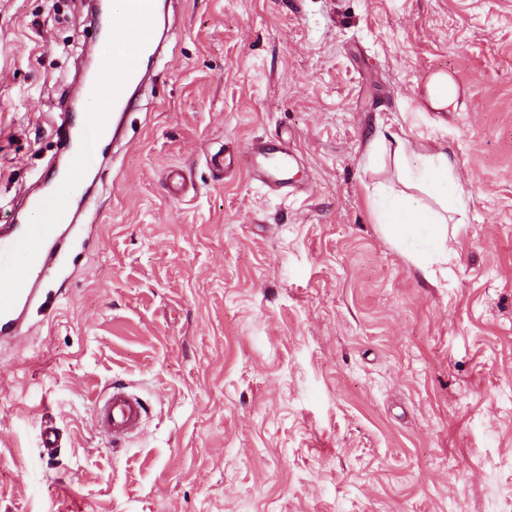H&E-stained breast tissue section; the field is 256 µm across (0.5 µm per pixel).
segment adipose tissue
Here are the masks:
<instances>
[{"label": "adipose tissue", "instance_id": "obj_1", "mask_svg": "<svg viewBox=\"0 0 512 512\" xmlns=\"http://www.w3.org/2000/svg\"><path fill=\"white\" fill-rule=\"evenodd\" d=\"M394 155L401 167L408 168L410 161H418L419 169L410 171L411 181L423 187L437 204V209H418L402 196L392 193L381 194L379 200L380 222L387 234L396 241L406 242L409 238L423 235L437 246L446 241L445 219L440 211L444 208L461 212L465 209L462 197H449L448 184L452 180V163L445 150L424 151L410 141L396 139Z\"/></svg>", "mask_w": 512, "mask_h": 512}]
</instances>
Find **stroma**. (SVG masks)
<instances>
[{"label":"stroma","instance_id":"stroma-1","mask_svg":"<svg viewBox=\"0 0 512 512\" xmlns=\"http://www.w3.org/2000/svg\"><path fill=\"white\" fill-rule=\"evenodd\" d=\"M168 49L105 149L51 316L0 346V512H503L512 501V0H168ZM88 0H0V224L63 159ZM445 77L456 101L434 107ZM394 135L467 203L397 245ZM288 144L299 189L252 181ZM231 158L225 171L213 155ZM190 184L173 195L169 167ZM125 384L148 408L93 429ZM61 442L45 454L40 433ZM294 157L287 149L274 147L268 141L250 143L244 153V160L253 179L273 192H284L292 187L288 177ZM125 386H112L95 403V424L101 435L125 440L141 431L145 407L141 399Z\"/></svg>","mask_w":512,"mask_h":512}]
</instances>
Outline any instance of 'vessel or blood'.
I'll list each match as a JSON object with an SVG mask.
<instances>
[{
    "instance_id": "obj_1",
    "label": "vessel or blood",
    "mask_w": 512,
    "mask_h": 512,
    "mask_svg": "<svg viewBox=\"0 0 512 512\" xmlns=\"http://www.w3.org/2000/svg\"><path fill=\"white\" fill-rule=\"evenodd\" d=\"M121 12V19L105 22V32L112 40L111 59L97 58L95 71L83 86L85 98L91 101L105 94L108 87H115L112 111L88 117L76 141L82 155L91 143L102 142L110 132L112 113L135 108L140 89L152 78L151 64L164 58L171 26L163 0H122ZM244 160L253 179L271 191L291 188L288 173L293 157L287 149L255 141L247 146ZM50 185L49 192L35 194L30 201L31 207L44 212L45 223L0 226V248L25 250L32 257L21 279H14L8 271L0 273V345L28 334L32 308L49 304L43 286L55 275L67 232L76 221L72 203L89 196L80 176L58 174ZM144 416L141 399L122 386L110 387L95 403L99 433L115 441L140 432Z\"/></svg>"
}]
</instances>
